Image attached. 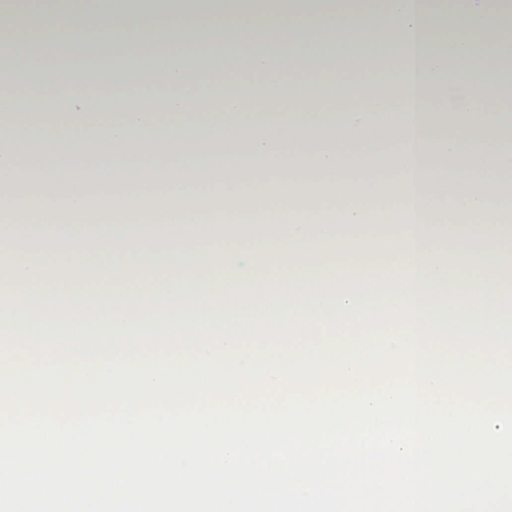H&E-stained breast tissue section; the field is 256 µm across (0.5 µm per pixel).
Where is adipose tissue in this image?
<instances>
[{"mask_svg": "<svg viewBox=\"0 0 512 512\" xmlns=\"http://www.w3.org/2000/svg\"><path fill=\"white\" fill-rule=\"evenodd\" d=\"M267 0H125L134 30H173L165 65L144 39L123 43L125 63L86 73L77 43L106 30L112 0H55L22 9L0 0V19L46 34L80 80L45 85L0 78V179L14 180L7 204L16 215L0 227V325H83L201 319L216 301L228 318L269 311L314 317L360 313L363 295L414 305L419 325L485 329L512 320V290L489 292L512 253L476 251L474 242L512 237L490 204V191L438 192L436 166L465 170L484 158L486 182L512 173V113L486 101L512 82V0H278L276 46L241 40L244 16H267ZM368 13L378 27L346 26ZM376 60L394 55L390 75L373 68L366 85L340 69L305 78L337 45ZM498 48L494 63L474 52ZM245 61L241 73L227 55ZM288 61L274 69L273 60ZM463 82L447 111L430 108L437 88ZM261 87L251 100L241 84ZM47 99L54 124L19 123L30 101ZM498 149H488L490 139ZM180 144L177 153L157 145ZM395 157L393 196L373 224L369 212L340 200L370 189L369 149ZM258 188L262 208L218 205L216 168ZM189 186L180 205L193 224L165 238L135 198L168 193L169 172ZM310 211L287 215L285 179ZM449 207L451 225L428 221L430 201ZM121 209L123 223L112 221ZM41 276H33V268Z\"/></svg>", "mask_w": 512, "mask_h": 512, "instance_id": "ef3b65f1", "label": "adipose tissue"}]
</instances>
